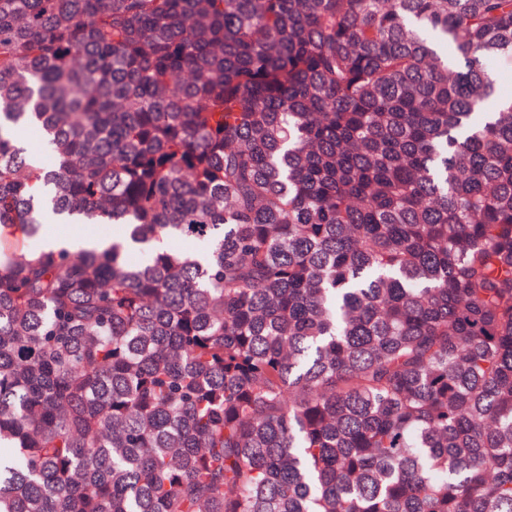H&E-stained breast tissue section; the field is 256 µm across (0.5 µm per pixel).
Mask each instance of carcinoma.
Here are the masks:
<instances>
[{
  "mask_svg": "<svg viewBox=\"0 0 512 512\" xmlns=\"http://www.w3.org/2000/svg\"><path fill=\"white\" fill-rule=\"evenodd\" d=\"M505 55L512 0H0V229L118 230L0 249V512H512Z\"/></svg>",
  "mask_w": 512,
  "mask_h": 512,
  "instance_id": "cac0c4a2",
  "label": "carcinoma"
}]
</instances>
